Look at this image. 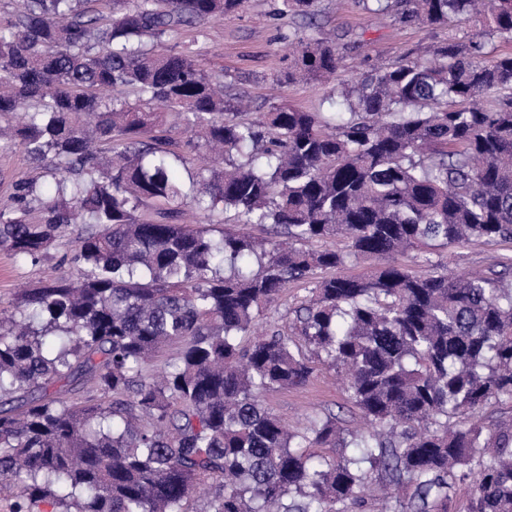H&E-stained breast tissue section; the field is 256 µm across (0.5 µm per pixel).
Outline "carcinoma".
<instances>
[{
  "label": "carcinoma",
  "mask_w": 512,
  "mask_h": 512,
  "mask_svg": "<svg viewBox=\"0 0 512 512\" xmlns=\"http://www.w3.org/2000/svg\"><path fill=\"white\" fill-rule=\"evenodd\" d=\"M245 2L23 0L0 20V116L24 115L0 147L50 155L58 173L47 191L17 181L0 248L37 260L84 226L80 277L40 283L0 319V490L12 512H189L203 486L204 512H370L378 483L389 512H448L468 482L464 512H512V421L482 415L512 403V263L415 274L390 260L512 240V55L488 51L512 41V0H359L400 29L479 30L371 66L329 115L280 104L256 122L194 49ZM318 3L276 0L273 16ZM187 28L197 38L177 51L144 48ZM288 41V81L336 74L332 39ZM122 86L135 99L103 96ZM172 113L187 146L230 161L183 179ZM153 204L159 219H140ZM188 210L232 212L288 246L216 237ZM334 238L344 246L311 247ZM360 257L383 263L317 276ZM294 282L311 296L288 329L255 333ZM169 346L176 361L145 380ZM322 367L344 372L367 430L327 416L293 433L265 406ZM62 381L92 383L89 396L55 395Z\"/></svg>",
  "instance_id": "cac0c4a2"
}]
</instances>
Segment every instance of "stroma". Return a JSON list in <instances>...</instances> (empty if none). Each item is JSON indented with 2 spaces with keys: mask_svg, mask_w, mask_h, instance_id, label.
Returning a JSON list of instances; mask_svg holds the SVG:
<instances>
[{
  "mask_svg": "<svg viewBox=\"0 0 512 512\" xmlns=\"http://www.w3.org/2000/svg\"><path fill=\"white\" fill-rule=\"evenodd\" d=\"M319 9L317 23L320 28L335 33L337 49L343 58L331 84L284 81L289 51L282 35L293 29L307 30L308 24L299 16L272 19V0H248L242 12L210 20L204 37L195 38L193 31L184 30L164 38L157 49L170 51L198 39L201 68L225 73L226 98L248 100L250 113L255 116L279 103L307 111H328L334 88L356 81L365 69V59L390 62L435 40L428 28H397L390 20L363 11L356 0H320ZM52 166V159H31L20 147L0 148V209L13 205L14 182L19 176L45 181ZM76 239L73 232L58 238L48 255L35 262L17 260L0 248V309L13 308L22 289L51 275L68 272L63 259L73 254ZM510 257L512 241H471L436 251L427 263L411 253L402 262L417 274L425 273L432 262L457 273H467L485 271ZM264 402L295 431L304 430L314 418L328 414L336 415L345 429L354 431L360 426L358 409L350 402L341 377L331 369L320 371L304 386L270 391Z\"/></svg>",
  "mask_w": 512,
  "mask_h": 512,
  "instance_id": "obj_1",
  "label": "stroma"
}]
</instances>
